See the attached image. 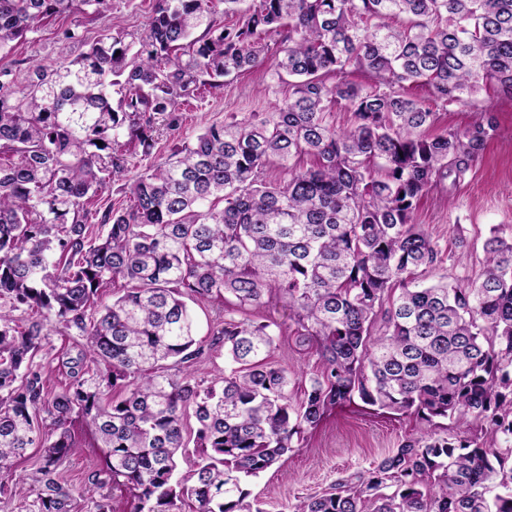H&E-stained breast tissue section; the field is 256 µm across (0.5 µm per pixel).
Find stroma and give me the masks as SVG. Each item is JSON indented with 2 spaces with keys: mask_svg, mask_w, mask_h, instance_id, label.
<instances>
[{
  "mask_svg": "<svg viewBox=\"0 0 512 512\" xmlns=\"http://www.w3.org/2000/svg\"><path fill=\"white\" fill-rule=\"evenodd\" d=\"M155 0H108L107 8L95 19L73 14L42 26L18 42L10 52L0 54V68L17 76L18 86L27 83L29 69L41 64L48 69L59 66L62 58H75L107 32L135 38L152 13ZM74 29L78 40L64 44V30ZM270 72L259 66L241 75L226 78L223 89L206 88L178 107L179 127L161 131L152 156L128 149L130 175L145 170L153 156L167 153L174 140L194 139L205 128L223 123L230 116L273 112L280 93L269 91ZM437 121L433 133L463 128L490 115L499 132L479 152L470 170L459 180H445L418 204L414 221L420 224L439 250L433 269L423 273L428 282L448 279H478L482 273L483 244L490 229L512 236V100L484 90L473 107L434 103ZM198 340L209 348L206 362L196 367V378L215 381L224 375V349L215 334L224 318V306L218 301L194 305ZM255 316L281 324L284 332L275 352L276 361L289 371L310 376L322 363L308 353L292 336L289 310L285 303L270 302L255 309ZM75 339L61 325L50 328L49 344L37 361L44 369L51 391H59L69 381L60 363L63 352L73 350ZM430 425L413 414L391 413L353 399L330 408L320 424L306 430L284 460L259 477L250 479L247 488L260 512H282L285 505L303 497L325 492L335 483L350 480L371 469L391 449L420 436ZM74 433L81 449L61 469L68 483L85 484L89 474L100 468L103 457L94 435L82 422H75Z\"/></svg>",
  "mask_w": 512,
  "mask_h": 512,
  "instance_id": "stroma-1",
  "label": "stroma"
}]
</instances>
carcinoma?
<instances>
[{"label": "carcinoma", "instance_id": "obj_1", "mask_svg": "<svg viewBox=\"0 0 512 512\" xmlns=\"http://www.w3.org/2000/svg\"><path fill=\"white\" fill-rule=\"evenodd\" d=\"M106 2L0 0V52ZM210 3L156 0L137 40L108 32L54 70L33 65L20 90L0 69V472L40 449L33 483L0 494L34 496L32 512H112L124 485L132 512H260L245 480L357 396L458 432L407 440L284 512H512V444L468 430L512 437V239L491 231L480 279L424 286L439 250L413 219L498 128L431 136L437 113L408 92L512 98V0H224L231 26ZM272 38L271 78L288 95L270 119L213 124L126 179L123 131L151 154L180 100L261 63ZM273 163L278 182L264 176ZM120 180L130 205L89 223V202ZM119 280L122 294L98 302ZM270 299L288 302L322 360L297 398L273 360L281 327L250 317ZM210 300L224 303L225 364L207 384L191 372L205 354L191 304ZM22 308L39 318L12 315ZM53 323L83 339L60 393L35 362ZM190 414L196 460L180 477ZM76 418L104 457L84 489L59 472L79 448Z\"/></svg>", "mask_w": 512, "mask_h": 512}]
</instances>
